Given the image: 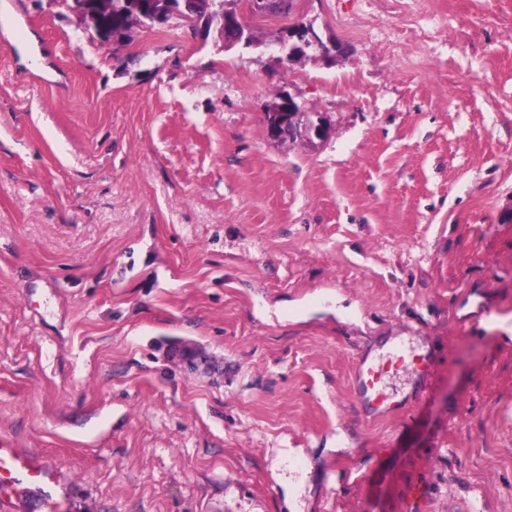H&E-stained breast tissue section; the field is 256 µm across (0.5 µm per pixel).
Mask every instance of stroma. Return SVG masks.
I'll list each match as a JSON object with an SVG mask.
<instances>
[{
  "label": "stroma",
  "mask_w": 512,
  "mask_h": 512,
  "mask_svg": "<svg viewBox=\"0 0 512 512\" xmlns=\"http://www.w3.org/2000/svg\"><path fill=\"white\" fill-rule=\"evenodd\" d=\"M246 21L0 0V444L69 512H512V0ZM117 1V2H115ZM123 0H112L110 12L112 13V28L101 26L102 24L107 25L110 22L109 18L102 17L99 19L97 12V5L92 0H72L71 10L77 15L80 20L83 30L93 29L95 33H107L112 38V30L117 31L118 39H122L125 35L134 27L132 18L134 13H138V8L147 7V0H126L124 4ZM134 1H140L136 3ZM143 2V3H142ZM111 13L103 12L102 16L108 14L111 17ZM293 37L296 38V41L290 43V47L288 50V46L285 42L278 43V51L282 53L287 48V53L285 58H288V55L291 57H307L309 56V52L311 53H322L325 54V43L322 39L310 28L306 25L305 27L297 24V27L294 30ZM382 375L381 367L372 360L361 359L356 363L354 376L362 399L376 416L393 414L405 407L382 391Z\"/></svg>",
  "instance_id": "1"
}]
</instances>
